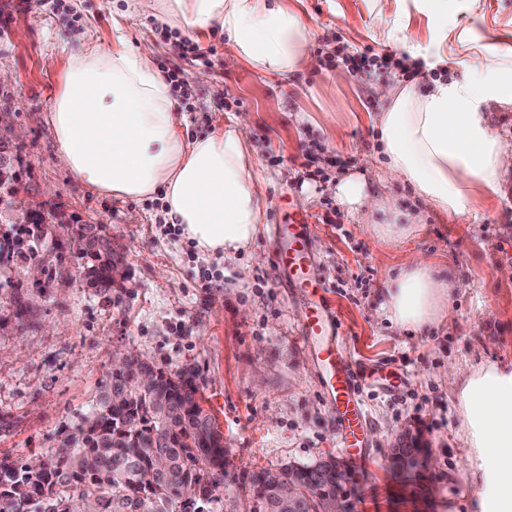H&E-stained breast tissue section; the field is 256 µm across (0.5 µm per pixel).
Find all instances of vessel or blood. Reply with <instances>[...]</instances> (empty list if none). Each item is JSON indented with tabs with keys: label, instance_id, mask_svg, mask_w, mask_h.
I'll use <instances>...</instances> for the list:
<instances>
[{
	"label": "vessel or blood",
	"instance_id": "1",
	"mask_svg": "<svg viewBox=\"0 0 512 512\" xmlns=\"http://www.w3.org/2000/svg\"><path fill=\"white\" fill-rule=\"evenodd\" d=\"M273 257L282 268L287 285L295 288L309 302L301 322V337L306 341L319 340V357L327 369L326 385L340 419L341 437L349 447H356L366 416L355 391L352 365L338 350L342 331L332 307L323 299V287L314 273L309 226L305 217L292 213L287 223L280 225L274 240Z\"/></svg>",
	"mask_w": 512,
	"mask_h": 512
}]
</instances>
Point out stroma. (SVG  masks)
Listing matches in <instances>:
<instances>
[{
  "mask_svg": "<svg viewBox=\"0 0 512 512\" xmlns=\"http://www.w3.org/2000/svg\"><path fill=\"white\" fill-rule=\"evenodd\" d=\"M313 30V62L280 78L245 64L228 66V41L210 29L191 33L204 57L182 50V33L128 11L126 0H0V122L21 129L13 147L34 202L74 224H101L130 273L123 288H89L69 249L46 251L51 287L32 283L22 264L0 275V461L28 458L75 431L112 368L131 353L168 372L195 373L205 408L224 437L225 473L204 512H250L252 472H276L334 457L350 478L349 512H473L475 449L462 429L458 380L492 364L512 372V168L496 198L448 220L424 208L408 185L380 179L373 88L403 86L393 70L373 74L325 64L347 54L404 57L400 41L439 47L438 71L457 79L494 45L512 69V0H448L432 12L418 0H288ZM122 28L131 44L151 43L158 72L181 68L174 109L195 139L234 116L251 117L255 169L265 188V220L251 245L229 256L204 255L169 232L160 198L121 200L73 180L56 159L42 115L70 51L111 43ZM365 174L398 209L423 214L420 229L390 245L375 243L365 218L336 197V182ZM308 215L313 252L359 375L368 417L365 459L351 464L338 439L317 346H304L306 301L284 287L273 264V232L284 221L282 196ZM409 252L448 266L462 287L452 315L421 336L384 318L381 283ZM30 314L17 319L12 293ZM418 445L423 465L399 477L390 450Z\"/></svg>",
  "mask_w": 512,
  "mask_h": 512,
  "instance_id": "1",
  "label": "stroma"
}]
</instances>
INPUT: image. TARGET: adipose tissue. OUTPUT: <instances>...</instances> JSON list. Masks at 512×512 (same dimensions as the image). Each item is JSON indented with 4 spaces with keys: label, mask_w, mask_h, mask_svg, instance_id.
I'll use <instances>...</instances> for the list:
<instances>
[{
    "label": "adipose tissue",
    "mask_w": 512,
    "mask_h": 512,
    "mask_svg": "<svg viewBox=\"0 0 512 512\" xmlns=\"http://www.w3.org/2000/svg\"><path fill=\"white\" fill-rule=\"evenodd\" d=\"M157 22L227 36L231 60L268 75L291 74L311 62L313 32L287 0H133ZM502 66L495 50L474 60L454 82L425 93L379 85L386 107L376 118L387 179L410 185L435 211L456 218L477 199L494 198L512 151L494 133L479 102ZM57 158L70 175L99 194L141 199L162 194L167 215L205 255L247 248L264 221L262 181L254 173L249 120L189 141L151 45L116 32L111 46L86 43L68 57L60 88L44 114ZM350 212L382 214L378 239L404 236L415 214L389 209L352 173L336 186ZM383 312L415 333L440 324L459 287L455 275L418 253L387 277ZM465 432L477 448L479 512H512V374L485 365L465 377Z\"/></svg>",
    "instance_id": "1"
}]
</instances>
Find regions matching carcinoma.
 <instances>
[{
	"instance_id": "carcinoma-1",
	"label": "carcinoma",
	"mask_w": 512,
	"mask_h": 512,
	"mask_svg": "<svg viewBox=\"0 0 512 512\" xmlns=\"http://www.w3.org/2000/svg\"><path fill=\"white\" fill-rule=\"evenodd\" d=\"M39 203L14 238L0 242V267L44 253ZM73 257L85 260L88 286L112 288V239L97 224H76L68 241ZM153 383L140 385L142 374ZM224 471V443L213 417L203 411L192 372L170 375L154 364L127 357L112 371L96 404L49 451L0 462V512H177L209 501ZM296 489L283 494L269 473L249 476L259 507L252 512H324V495L347 479L336 462L280 470Z\"/></svg>"
}]
</instances>
